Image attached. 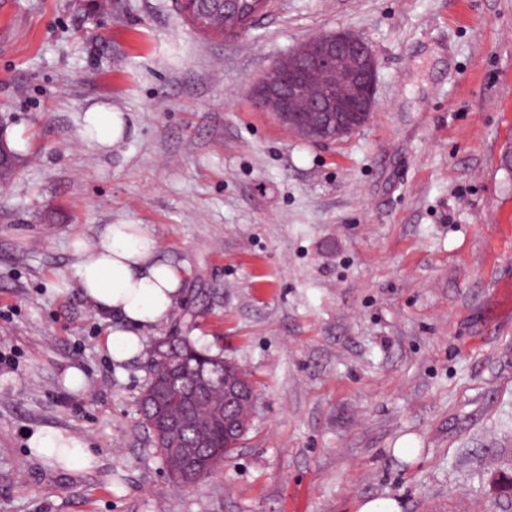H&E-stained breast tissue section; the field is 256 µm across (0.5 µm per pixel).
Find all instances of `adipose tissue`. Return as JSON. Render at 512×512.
Here are the masks:
<instances>
[{
  "label": "adipose tissue",
  "instance_id": "1",
  "mask_svg": "<svg viewBox=\"0 0 512 512\" xmlns=\"http://www.w3.org/2000/svg\"><path fill=\"white\" fill-rule=\"evenodd\" d=\"M120 113L100 107L87 113L83 134L107 149L124 136ZM73 277L93 307L117 320L105 338L113 360L125 362L143 349L144 334L166 321L180 298L181 273L157 259V242L141 224L106 225L97 238L73 236ZM42 458L75 473L92 468L96 458L83 442L54 429L29 439Z\"/></svg>",
  "mask_w": 512,
  "mask_h": 512
}]
</instances>
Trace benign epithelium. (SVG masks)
Wrapping results in <instances>:
<instances>
[{
    "mask_svg": "<svg viewBox=\"0 0 512 512\" xmlns=\"http://www.w3.org/2000/svg\"><path fill=\"white\" fill-rule=\"evenodd\" d=\"M288 73L292 79L283 80ZM378 63L375 51L360 35L330 31L299 43L254 85L255 102L277 104L279 120L296 134L315 142H327L353 134L364 127L377 107ZM154 366L171 370L169 384L177 382L174 369L181 359L168 343L157 342L151 352ZM224 374V452L240 443L250 429L257 408L252 380L227 358ZM144 399L151 405L149 419L165 416V396L148 389ZM191 422L168 420L164 438L180 443ZM203 466L198 448H173L164 463L168 477L186 488L200 481Z\"/></svg>",
    "mask_w": 512,
    "mask_h": 512,
    "instance_id": "obj_1",
    "label": "benign epithelium"
}]
</instances>
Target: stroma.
Returning <instances> with one entry per match:
<instances>
[{
	"label": "stroma",
	"instance_id": "1",
	"mask_svg": "<svg viewBox=\"0 0 512 512\" xmlns=\"http://www.w3.org/2000/svg\"><path fill=\"white\" fill-rule=\"evenodd\" d=\"M275 2L220 40L177 0H0V125L25 143L0 182V512H512V0ZM336 29L375 51L378 105L305 141L252 87ZM97 104L125 119L107 150L82 135ZM120 220L183 274L123 363L68 247ZM161 336L235 360L258 396L193 489L139 416ZM42 429L96 465L30 453ZM29 445L41 458L75 473L88 470L97 462L86 444L58 430L46 429L34 433L29 438Z\"/></svg>",
	"mask_w": 512,
	"mask_h": 512
}]
</instances>
